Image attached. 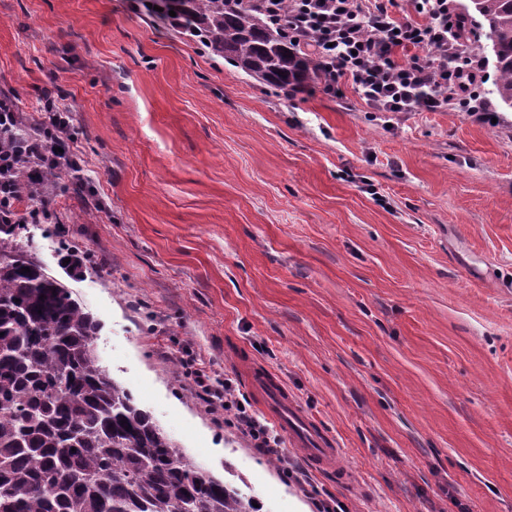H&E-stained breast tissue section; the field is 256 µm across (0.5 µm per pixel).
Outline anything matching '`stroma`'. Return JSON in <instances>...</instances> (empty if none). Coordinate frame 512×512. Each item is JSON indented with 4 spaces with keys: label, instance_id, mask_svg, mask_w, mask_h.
I'll use <instances>...</instances> for the list:
<instances>
[{
    "label": "stroma",
    "instance_id": "35a3bbf8",
    "mask_svg": "<svg viewBox=\"0 0 512 512\" xmlns=\"http://www.w3.org/2000/svg\"><path fill=\"white\" fill-rule=\"evenodd\" d=\"M388 119L348 86L288 100L142 0H0V95L71 111L80 176L29 252L101 325L95 353L258 512H512V110ZM91 253L71 277L63 244ZM271 374L340 450L271 464L190 394L183 347ZM308 480L296 482L292 465Z\"/></svg>",
    "mask_w": 512,
    "mask_h": 512
}]
</instances>
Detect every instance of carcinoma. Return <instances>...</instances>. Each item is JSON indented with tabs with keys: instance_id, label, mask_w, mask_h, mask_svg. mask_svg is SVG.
Listing matches in <instances>:
<instances>
[{
	"instance_id": "1",
	"label": "carcinoma",
	"mask_w": 512,
	"mask_h": 512,
	"mask_svg": "<svg viewBox=\"0 0 512 512\" xmlns=\"http://www.w3.org/2000/svg\"><path fill=\"white\" fill-rule=\"evenodd\" d=\"M175 5L193 18L183 35L249 77L287 94L330 82L283 33L287 20H264L248 0ZM458 20L464 39L482 31L492 94L512 109V0H468ZM24 230L0 224V512H254L100 365V323L31 258Z\"/></svg>"
}]
</instances>
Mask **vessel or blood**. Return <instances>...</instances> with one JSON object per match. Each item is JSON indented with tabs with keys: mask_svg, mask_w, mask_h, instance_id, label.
<instances>
[{
	"mask_svg": "<svg viewBox=\"0 0 512 512\" xmlns=\"http://www.w3.org/2000/svg\"><path fill=\"white\" fill-rule=\"evenodd\" d=\"M250 380L264 394L267 413L286 428L290 438L301 447L313 465L321 466L338 456L332 441L296 405L289 403L283 388L270 383L259 373H251Z\"/></svg>",
	"mask_w": 512,
	"mask_h": 512,
	"instance_id": "vessel-or-blood-1",
	"label": "vessel or blood"
}]
</instances>
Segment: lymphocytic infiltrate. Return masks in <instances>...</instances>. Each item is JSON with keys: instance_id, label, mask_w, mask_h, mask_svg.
Wrapping results in <instances>:
<instances>
[{"instance_id": "lymphocytic-infiltrate-1", "label": "lymphocytic infiltrate", "mask_w": 512, "mask_h": 512, "mask_svg": "<svg viewBox=\"0 0 512 512\" xmlns=\"http://www.w3.org/2000/svg\"><path fill=\"white\" fill-rule=\"evenodd\" d=\"M450 2L412 0L413 13L403 18L393 11L395 0H260L258 7L268 19L287 18L289 39L315 52L333 82L349 85L374 111L485 113L489 105L476 89L485 62L450 26ZM71 138L68 108L45 90L31 135L0 153V224L44 218L46 204L21 207L15 175L58 166L54 148ZM181 367L216 422L231 418L258 454L283 459L281 436L236 396L231 380L215 377L189 352Z\"/></svg>"}]
</instances>
